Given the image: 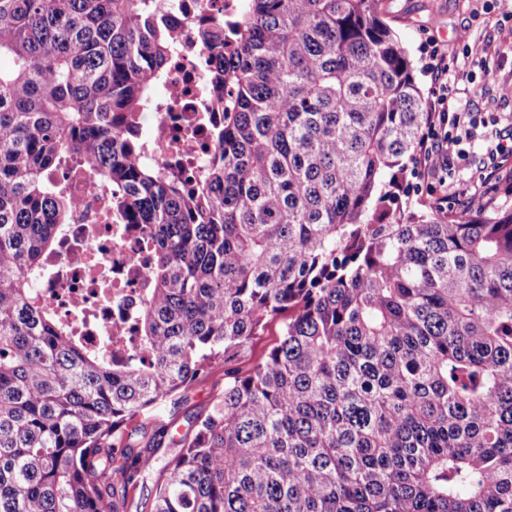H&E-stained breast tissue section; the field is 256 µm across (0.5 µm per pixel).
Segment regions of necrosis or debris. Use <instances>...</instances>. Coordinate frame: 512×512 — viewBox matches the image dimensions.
I'll list each match as a JSON object with an SVG mask.
<instances>
[{
  "label": "necrosis or debris",
  "instance_id": "obj_1",
  "mask_svg": "<svg viewBox=\"0 0 512 512\" xmlns=\"http://www.w3.org/2000/svg\"><path fill=\"white\" fill-rule=\"evenodd\" d=\"M238 0H175L170 16L180 31L179 60L161 92L163 105L152 111L150 129L156 144L149 159L167 174L199 175L215 144L214 126L202 121L207 110L208 78L221 55L204 49L199 38L201 18L220 28ZM78 202L65 243L43 266L37 290L64 318L80 317L86 348L96 349L120 337L136 336L137 321L150 286L151 260L136 224H109L106 192L88 181L73 182Z\"/></svg>",
  "mask_w": 512,
  "mask_h": 512
}]
</instances>
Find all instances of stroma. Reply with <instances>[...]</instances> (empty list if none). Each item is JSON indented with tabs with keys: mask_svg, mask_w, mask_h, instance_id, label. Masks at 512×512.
Here are the masks:
<instances>
[{
	"mask_svg": "<svg viewBox=\"0 0 512 512\" xmlns=\"http://www.w3.org/2000/svg\"><path fill=\"white\" fill-rule=\"evenodd\" d=\"M379 8L408 50L423 95H430L432 87L425 51L435 41L448 48L449 76L455 82L458 106L496 115L498 122L487 128V136L512 139V0H495L490 10L484 8L483 0H380ZM464 30L471 40L486 46L488 71L474 67L463 55L457 36ZM461 147L465 159L455 160L446 176L444 190L449 194L481 187L478 174L485 163V144L478 138L463 141ZM223 386V367L210 369L187 402L165 413V422L186 432L195 416L209 410Z\"/></svg>",
	"mask_w": 512,
	"mask_h": 512,
	"instance_id": "35a3bbf8",
	"label": "stroma"
}]
</instances>
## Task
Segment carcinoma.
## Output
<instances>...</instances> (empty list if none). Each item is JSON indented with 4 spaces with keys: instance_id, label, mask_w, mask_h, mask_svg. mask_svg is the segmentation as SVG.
Here are the masks:
<instances>
[{
    "instance_id": "carcinoma-1",
    "label": "carcinoma",
    "mask_w": 512,
    "mask_h": 512,
    "mask_svg": "<svg viewBox=\"0 0 512 512\" xmlns=\"http://www.w3.org/2000/svg\"><path fill=\"white\" fill-rule=\"evenodd\" d=\"M169 9L0 0V512H127L136 433L181 447L150 512H512V204L409 198L430 113L379 0H241L192 188L143 160ZM77 172L154 254L120 357L34 286ZM218 365L190 431L150 426ZM278 337L277 328L273 326L265 336H260L252 347L240 358L239 367L242 369L251 367L263 353L275 345Z\"/></svg>"
}]
</instances>
